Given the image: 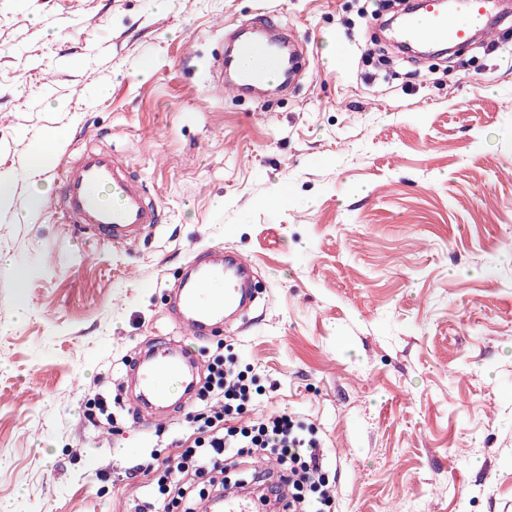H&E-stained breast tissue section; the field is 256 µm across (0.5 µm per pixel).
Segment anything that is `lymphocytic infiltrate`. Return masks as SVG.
<instances>
[{
    "label": "lymphocytic infiltrate",
    "instance_id": "f902f5d3",
    "mask_svg": "<svg viewBox=\"0 0 512 512\" xmlns=\"http://www.w3.org/2000/svg\"><path fill=\"white\" fill-rule=\"evenodd\" d=\"M263 389L253 366L235 353L213 354L187 413L189 434L175 441V453L153 457L142 468L150 492L140 512H196L206 495L224 492L220 475L236 468L235 486L255 481L238 471L240 460L266 456L276 461L282 483L269 487L283 496L282 512H335L324 454L314 429L284 411L252 416Z\"/></svg>",
    "mask_w": 512,
    "mask_h": 512
}]
</instances>
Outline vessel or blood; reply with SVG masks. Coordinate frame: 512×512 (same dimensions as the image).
Listing matches in <instances>:
<instances>
[{
  "label": "vessel or blood",
  "mask_w": 512,
  "mask_h": 512,
  "mask_svg": "<svg viewBox=\"0 0 512 512\" xmlns=\"http://www.w3.org/2000/svg\"><path fill=\"white\" fill-rule=\"evenodd\" d=\"M472 27H462L445 12L440 0H428L420 18H406L394 31L398 48L410 50L418 44H455L472 41L473 29L486 26L488 16L512 17V9L502 0H468ZM238 51L254 56L256 66L240 80L231 83L232 91L241 87L278 85V76L268 75L262 64L269 48L260 39L243 40ZM61 209L68 223L74 224L92 241L127 248L160 224L158 204L146 195L140 181L129 172L122 155L112 150H88L75 162L60 169ZM253 263L245 256L220 246L197 252L188 262L175 288L174 321L186 337L201 341L223 332L232 317L244 314L254 301L249 281ZM223 282L219 295H212L214 282ZM204 372L202 353L189 352L183 342L157 337L143 345L129 370L133 404L142 423L150 425L168 418L174 407L189 408L198 380ZM169 375L179 382L182 395L172 404L168 392L156 383L158 376ZM207 512H259L252 500L221 497L209 501Z\"/></svg>",
  "instance_id": "1"
}]
</instances>
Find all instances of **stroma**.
Masks as SVG:
<instances>
[{
    "mask_svg": "<svg viewBox=\"0 0 512 512\" xmlns=\"http://www.w3.org/2000/svg\"><path fill=\"white\" fill-rule=\"evenodd\" d=\"M396 9L0 0V512H135L134 466L188 424L127 421L128 363L179 335L169 286L207 245L257 268L259 304L226 337L274 386L262 410L317 430L336 512H512V23L496 51L419 57L390 41ZM230 21L303 42L286 91L213 88ZM378 46L390 73L363 59ZM98 147L164 213L130 250L89 246L52 204L62 161ZM97 397L114 432L84 417Z\"/></svg>",
    "mask_w": 512,
    "mask_h": 512,
    "instance_id": "1",
    "label": "stroma"
}]
</instances>
